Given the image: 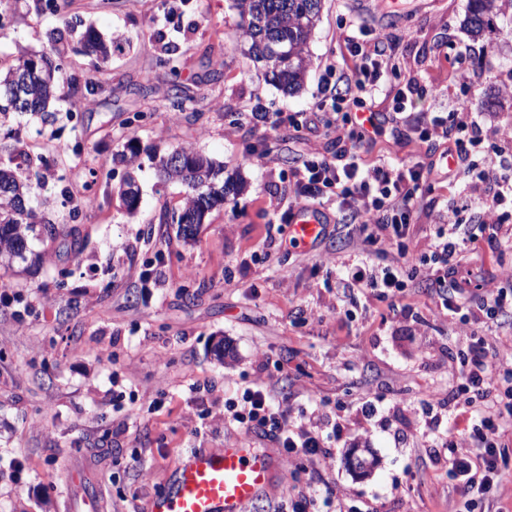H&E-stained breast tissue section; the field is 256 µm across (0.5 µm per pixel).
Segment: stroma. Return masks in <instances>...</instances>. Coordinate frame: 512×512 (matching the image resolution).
I'll list each match as a JSON object with an SVG mask.
<instances>
[{"mask_svg": "<svg viewBox=\"0 0 512 512\" xmlns=\"http://www.w3.org/2000/svg\"><path fill=\"white\" fill-rule=\"evenodd\" d=\"M467 14L468 0H408L396 17L365 0H324L303 84L289 94L242 55L232 0H66L56 14L44 0H0L6 65L49 47L50 32L69 23L134 39L102 64L70 36L66 64L80 87L54 103V120L0 116V135L49 159L39 198L56 227L73 232L64 244L40 236L27 261L0 266L10 295L0 303V512H80L87 494L100 496L102 512H144L183 451L237 440L224 429V401L256 380L291 406L312 394L335 409L342 444L319 469L345 504L448 512L453 491L420 434L418 406L455 387L449 355L469 338L418 279L403 300L368 292L350 304L336 265L359 248L358 225L332 222L317 242L292 247L281 222L296 196L292 171L343 144L319 125L272 130L258 116L311 111L324 65L341 75L352 67L344 21L363 20L372 38L393 39L397 63L380 91L342 106L371 109L383 124L369 157L401 163L434 152L394 117L396 90L411 79L429 89L413 111L462 108L483 113L486 126L503 124L512 116V96L499 88L512 77V8L478 39ZM167 56L180 59L179 79L160 66ZM463 67L472 82L459 80ZM177 84L198 109L170 110ZM131 141L140 186L132 215L119 197L129 168L112 161ZM175 148L205 153L244 182L190 243L171 222L187 189L156 175ZM450 202L447 183L437 184L410 227V248L425 251ZM75 249L82 265L72 263ZM404 306L417 320L403 318ZM368 392L385 396L386 412L355 423ZM354 453L373 459L369 473L353 470ZM76 468L85 482H74Z\"/></svg>", "mask_w": 512, "mask_h": 512, "instance_id": "35a3bbf8", "label": "stroma"}]
</instances>
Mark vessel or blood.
<instances>
[{
	"instance_id": "b4317fda",
	"label": "vessel or blood",
	"mask_w": 512,
	"mask_h": 512,
	"mask_svg": "<svg viewBox=\"0 0 512 512\" xmlns=\"http://www.w3.org/2000/svg\"><path fill=\"white\" fill-rule=\"evenodd\" d=\"M322 231L318 214L297 208L292 237L298 244L314 243ZM277 465L269 449L249 438L220 449L187 451L168 483L148 500L146 512H249L272 486Z\"/></svg>"
}]
</instances>
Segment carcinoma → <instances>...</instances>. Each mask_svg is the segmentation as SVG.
<instances>
[{"mask_svg": "<svg viewBox=\"0 0 512 512\" xmlns=\"http://www.w3.org/2000/svg\"><path fill=\"white\" fill-rule=\"evenodd\" d=\"M240 22L238 31L248 44L247 55L267 68L271 81L292 93L299 89L308 66L307 44L319 20L322 0H234ZM505 0H469L467 25L475 37L492 29ZM84 50L102 62L131 47L132 39L102 37L89 26L80 34ZM23 72L29 91L18 102L11 95L17 72ZM63 52L56 46L30 55L9 66L0 76V114H45L51 100L61 98L59 86L64 84ZM43 161L15 151L8 162H0V265L9 266L25 258L27 233L33 225H47L50 237H56L53 221L38 215L31 206L36 187L30 179L35 162ZM159 175L166 181H178L188 188L178 222L201 223L204 213L224 204L234 187L224 182L223 166L202 153L177 148L160 158Z\"/></svg>", "mask_w": 512, "mask_h": 512, "instance_id": "carcinoma-1", "label": "carcinoma"}]
</instances>
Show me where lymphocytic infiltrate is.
Segmentation results:
<instances>
[{
  "label": "lymphocytic infiltrate",
  "instance_id": "obj_1",
  "mask_svg": "<svg viewBox=\"0 0 512 512\" xmlns=\"http://www.w3.org/2000/svg\"><path fill=\"white\" fill-rule=\"evenodd\" d=\"M365 35L361 26L347 36L352 73L336 83L323 79L315 110L303 115L306 123L334 130L349 146L336 159L313 157L295 168V202L324 215L335 212L337 220H350L365 232L360 253L340 261L337 287L394 299L403 296L408 280L419 277L436 286L449 324L468 329L470 341L460 356L456 385L468 406L465 425L432 431L431 443L437 460L448 465L453 489L469 506L501 496L512 475V369L496 368L498 353L488 340L493 332L512 329V266L500 264L498 281L480 283L466 296L454 276L471 251L495 254L503 242L512 240L504 212L512 206V118L495 131L496 138L511 147L496 160L479 156L484 137L478 115L457 112L448 122L438 115L424 120L421 140L442 146L430 162L396 166L381 159L365 161L364 146L383 132L375 115L357 116L345 124L335 117L341 103L378 91L393 68L384 43L369 42ZM441 180L447 181L453 201L434 225L427 251L420 253L406 242L409 228L420 200ZM472 210L479 211L481 222L463 224L461 214ZM387 246L396 248V258L376 263ZM224 419L241 432L275 442L296 470L306 474L305 484L292 485L287 501L275 512H361L344 507L317 469L336 445L335 432L326 429V416L294 414L259 381L225 401Z\"/></svg>",
  "mask_w": 512,
  "mask_h": 512
}]
</instances>
